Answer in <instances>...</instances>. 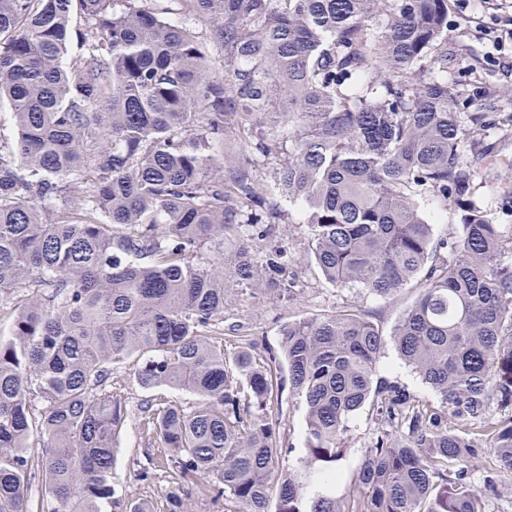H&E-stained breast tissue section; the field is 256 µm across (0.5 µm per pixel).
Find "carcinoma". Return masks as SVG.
<instances>
[{
	"label": "carcinoma",
	"instance_id": "1",
	"mask_svg": "<svg viewBox=\"0 0 512 512\" xmlns=\"http://www.w3.org/2000/svg\"><path fill=\"white\" fill-rule=\"evenodd\" d=\"M176 9L212 23L225 77L169 19ZM447 30L448 0H0V107L14 130L0 142V311L17 310L0 338V512H30L37 472L36 512L113 504L126 415L112 363L132 357L142 389L199 400L146 401L143 431L162 448L144 478L157 461L184 483L211 476L210 497L233 512H268L272 498L275 512H487L512 477V264L473 197L476 180L506 191L508 177L484 166L487 113H469L468 130L460 120ZM285 104L277 189L303 205L311 258L332 286L388 301L422 276L393 344L439 405L378 377L386 342L361 313L290 321L262 354L253 339L231 358L215 344L225 278L293 288L282 249L228 272L195 262L239 203L257 248L283 219L251 156L226 172L218 147L228 117L247 112L250 150L278 152L264 123ZM429 193L460 214L447 239L418 210ZM275 364L306 409L292 468L269 421ZM368 401L381 428L344 502L335 464ZM479 460L482 490L467 468Z\"/></svg>",
	"mask_w": 512,
	"mask_h": 512
}]
</instances>
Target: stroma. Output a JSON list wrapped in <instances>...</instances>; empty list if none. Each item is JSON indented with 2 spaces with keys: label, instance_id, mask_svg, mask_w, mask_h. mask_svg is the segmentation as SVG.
<instances>
[{
  "label": "stroma",
  "instance_id": "stroma-1",
  "mask_svg": "<svg viewBox=\"0 0 512 512\" xmlns=\"http://www.w3.org/2000/svg\"><path fill=\"white\" fill-rule=\"evenodd\" d=\"M489 11L481 0H470L467 9H460L457 0H450L448 8V78L459 94V109L473 112L485 96H492L497 126L483 131L482 139L495 143L491 159L495 168H512V134L503 136V128L512 130V57L497 52L488 40L485 30L493 25ZM286 221L269 226L264 241L266 247L279 248L295 255L288 267L293 281V297L254 286L246 288L233 279L224 281V331L220 337L225 354H233L237 339L248 336L270 346L279 342V330L284 323L302 317H320L344 310H358L377 324L385 337H392L405 311L418 297L419 280H412L397 301L388 303L358 288L339 289L331 286L317 266L305 254L307 229L299 222L295 206L286 205ZM136 359L124 360L112 366V392L126 410L125 433L120 440L112 469V483L118 501L112 512H123L131 501L152 504L154 512H166V494L174 482V474L167 466L157 467L150 480H142L140 471L146 462V439L140 424V406L150 394L140 388L135 374ZM379 374L399 383L420 400L437 402L436 393L424 384L415 371L398 357L393 346H386L379 364ZM270 417L288 452L283 457L285 466L295 464L305 446V408L290 388H283L278 401L273 402ZM379 428L376 409L365 405L348 421V452L336 464L342 480L336 486V495L347 498L354 494V477L364 461Z\"/></svg>",
  "mask_w": 512,
  "mask_h": 512
}]
</instances>
